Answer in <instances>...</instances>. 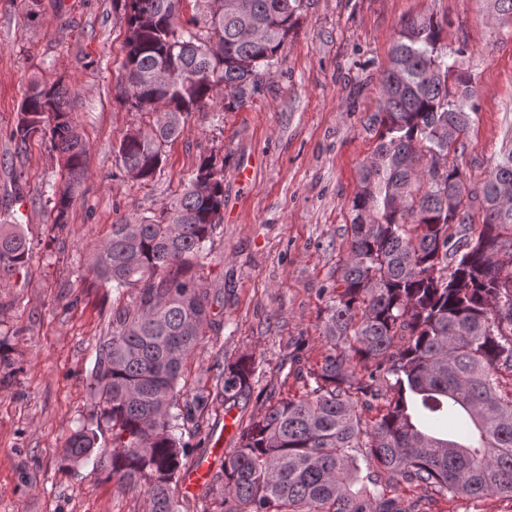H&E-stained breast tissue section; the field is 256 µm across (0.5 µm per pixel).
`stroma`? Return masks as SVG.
<instances>
[{"label":"stroma","mask_w":512,"mask_h":512,"mask_svg":"<svg viewBox=\"0 0 512 512\" xmlns=\"http://www.w3.org/2000/svg\"><path fill=\"white\" fill-rule=\"evenodd\" d=\"M431 16L440 46L472 78L465 147L453 160L473 195L512 149V21L487 0H305L278 61L238 109L192 113L163 147L154 179L129 178L121 137L149 120L118 95L125 56L121 0H0V212L33 247L22 274L0 281V512H148L142 493L64 458L66 439L96 421L89 375L118 294L98 285L93 252L113 225L158 217L200 159L224 167V221L208 244L206 285L221 299L223 330L186 366L208 383L213 356L254 355L265 382L301 394L277 366L302 341V368L325 351V290L347 253L345 228L360 165L376 135L379 77L402 19ZM62 81L87 145L86 177L66 231L51 237L45 204L62 168L48 140L18 147L12 132L31 82ZM253 168L250 183L238 170ZM419 512H512V500H449L400 486Z\"/></svg>","instance_id":"35a3bbf8"}]
</instances>
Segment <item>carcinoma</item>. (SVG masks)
<instances>
[{
    "label": "carcinoma",
    "mask_w": 512,
    "mask_h": 512,
    "mask_svg": "<svg viewBox=\"0 0 512 512\" xmlns=\"http://www.w3.org/2000/svg\"><path fill=\"white\" fill-rule=\"evenodd\" d=\"M126 42L120 95L153 117L155 133L119 142L127 172L147 183L162 146L213 104L241 107L294 32L304 0H224V13L184 21L179 0H123ZM471 79L440 46L431 18L408 19L379 78L377 141L359 172L346 226L348 251L333 273L325 352L305 375L308 391L274 399L255 358L217 356L210 386L181 385L186 364L220 326L206 287L205 245L224 219V175L209 157L157 219L114 224L90 264L125 304L96 343L90 375L96 427H78L64 457L99 453L107 478L140 488L149 512H181L189 454L177 432L197 435L214 405L238 415L235 448L207 473L202 496L220 512H411L387 493L403 483L442 497L512 498V151L482 188V222L458 165ZM50 141L65 185L51 191L52 229L68 223L85 177L86 144L63 86L36 83L12 138ZM29 239L0 220V277L28 267ZM379 400L375 420L359 406ZM110 433L112 452L96 448ZM367 464L359 482L357 456ZM359 489H354L356 483Z\"/></svg>",
    "instance_id": "carcinoma-1"
}]
</instances>
